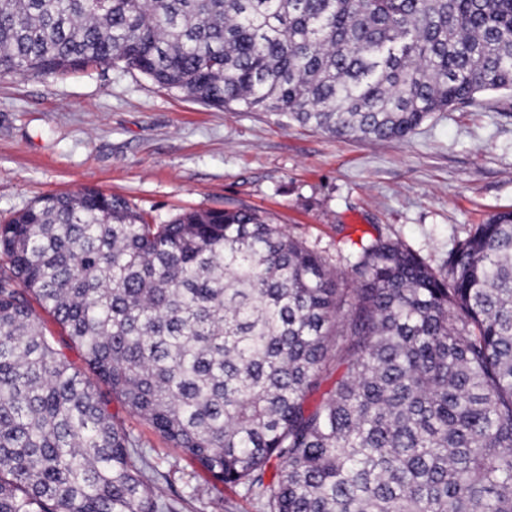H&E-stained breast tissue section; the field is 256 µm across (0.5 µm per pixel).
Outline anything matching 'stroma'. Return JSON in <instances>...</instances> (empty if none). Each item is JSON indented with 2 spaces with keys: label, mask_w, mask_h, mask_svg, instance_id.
Masks as SVG:
<instances>
[{
  "label": "stroma",
  "mask_w": 512,
  "mask_h": 512,
  "mask_svg": "<svg viewBox=\"0 0 512 512\" xmlns=\"http://www.w3.org/2000/svg\"><path fill=\"white\" fill-rule=\"evenodd\" d=\"M87 187L157 224L189 210L257 209L347 279V245L379 236L444 273L477 224L512 210V95L485 92L406 141L368 143L271 112L219 111L120 64L0 75V222ZM110 410L174 490L194 488L187 512H264L242 487L213 485L120 400Z\"/></svg>",
  "instance_id": "1"
}]
</instances>
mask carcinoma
Wrapping results in <instances>:
<instances>
[{"label":"carcinoma","instance_id":"carcinoma-1","mask_svg":"<svg viewBox=\"0 0 512 512\" xmlns=\"http://www.w3.org/2000/svg\"><path fill=\"white\" fill-rule=\"evenodd\" d=\"M105 64L206 106L404 141L512 92V0H0V72ZM0 253V512H184L72 348L267 512H512V210L446 279L362 242L353 288L256 210L154 224L93 188L16 213Z\"/></svg>","mask_w":512,"mask_h":512}]
</instances>
